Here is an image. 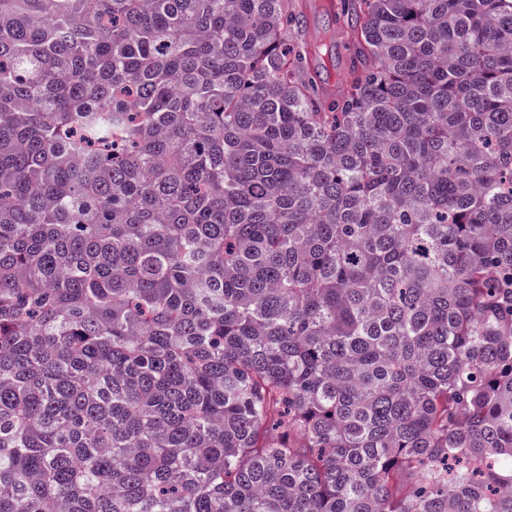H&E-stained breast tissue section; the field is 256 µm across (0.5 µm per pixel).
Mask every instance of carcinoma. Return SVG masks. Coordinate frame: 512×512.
I'll return each instance as SVG.
<instances>
[{"label": "carcinoma", "instance_id": "cac0c4a2", "mask_svg": "<svg viewBox=\"0 0 512 512\" xmlns=\"http://www.w3.org/2000/svg\"><path fill=\"white\" fill-rule=\"evenodd\" d=\"M0 0V512H512V0ZM305 21L307 36L322 47L323 55L315 62L322 80L330 85L338 83L346 70L352 54L349 38L336 35V28L344 25L343 17L331 7L329 0H306Z\"/></svg>", "mask_w": 512, "mask_h": 512}]
</instances>
